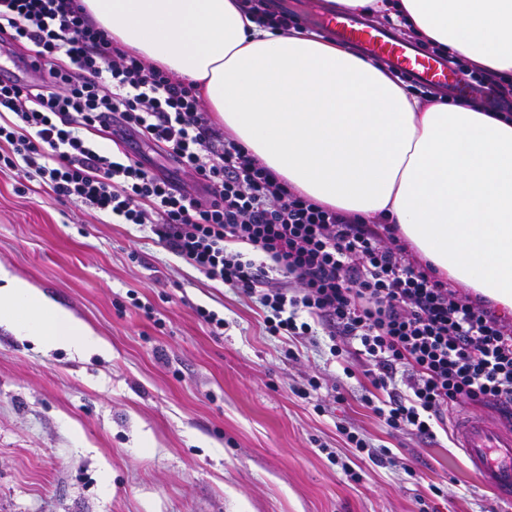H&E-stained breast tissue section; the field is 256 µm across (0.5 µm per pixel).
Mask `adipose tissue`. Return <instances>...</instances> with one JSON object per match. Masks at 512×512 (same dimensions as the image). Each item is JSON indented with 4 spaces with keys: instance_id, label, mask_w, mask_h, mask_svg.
<instances>
[{
    "instance_id": "ef3b65f1",
    "label": "adipose tissue",
    "mask_w": 512,
    "mask_h": 512,
    "mask_svg": "<svg viewBox=\"0 0 512 512\" xmlns=\"http://www.w3.org/2000/svg\"><path fill=\"white\" fill-rule=\"evenodd\" d=\"M512 82V0H329ZM113 41L197 84L224 132L290 188L382 216L448 281L512 310V118L420 100L330 37L260 25L244 0H82ZM83 355L105 341L0 269V326Z\"/></svg>"
}]
</instances>
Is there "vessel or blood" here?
Returning <instances> with one entry per match:
<instances>
[{
	"label": "vessel or blood",
	"instance_id": "obj_1",
	"mask_svg": "<svg viewBox=\"0 0 512 512\" xmlns=\"http://www.w3.org/2000/svg\"><path fill=\"white\" fill-rule=\"evenodd\" d=\"M323 24L343 46L356 48L369 59L386 61L427 83L466 87L444 61L415 52L384 28L339 13L324 17ZM453 432L477 477L499 499L512 501V430L503 419L474 420L459 414L453 420Z\"/></svg>",
	"mask_w": 512,
	"mask_h": 512
}]
</instances>
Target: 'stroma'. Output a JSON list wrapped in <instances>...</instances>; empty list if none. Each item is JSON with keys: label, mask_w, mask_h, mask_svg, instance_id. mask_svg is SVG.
Masks as SVG:
<instances>
[{"label": "stroma", "mask_w": 512, "mask_h": 512, "mask_svg": "<svg viewBox=\"0 0 512 512\" xmlns=\"http://www.w3.org/2000/svg\"><path fill=\"white\" fill-rule=\"evenodd\" d=\"M0 266L112 346L43 352L0 327V512H512L453 437L425 443L386 427L361 402L364 377L344 379L312 344L271 339L255 303L149 227L5 170ZM199 306L224 317L223 335ZM310 375L322 386L301 396ZM343 426L393 463L353 455Z\"/></svg>", "instance_id": "stroma-1"}]
</instances>
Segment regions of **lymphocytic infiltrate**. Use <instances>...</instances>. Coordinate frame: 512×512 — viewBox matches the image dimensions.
I'll use <instances>...</instances> for the list:
<instances>
[{
    "label": "lymphocytic infiltrate",
    "mask_w": 512,
    "mask_h": 512,
    "mask_svg": "<svg viewBox=\"0 0 512 512\" xmlns=\"http://www.w3.org/2000/svg\"><path fill=\"white\" fill-rule=\"evenodd\" d=\"M37 84L0 80V170L116 224L150 225L208 279L254 300L268 336H326L346 377L388 428L432 440L465 404L512 408V322L453 288L396 225L323 207L225 136L192 84L114 42L80 0H0V32ZM137 137L175 166L150 173L94 133ZM191 173L189 190L177 177Z\"/></svg>",
    "instance_id": "1"
}]
</instances>
